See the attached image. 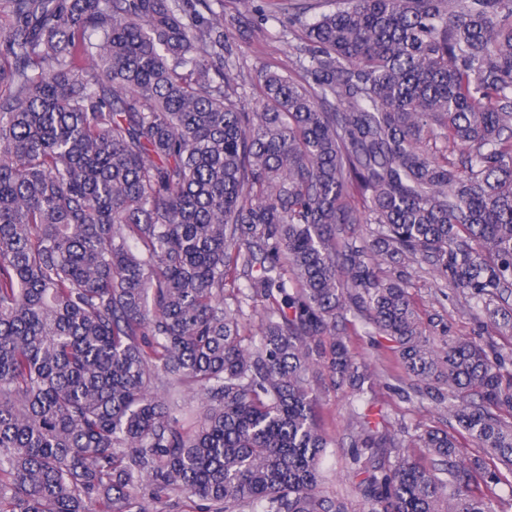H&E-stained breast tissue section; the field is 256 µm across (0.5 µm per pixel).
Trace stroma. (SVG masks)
Instances as JSON below:
<instances>
[{
  "label": "stroma",
  "instance_id": "35a3bbf8",
  "mask_svg": "<svg viewBox=\"0 0 512 512\" xmlns=\"http://www.w3.org/2000/svg\"><path fill=\"white\" fill-rule=\"evenodd\" d=\"M273 3L274 0L251 2L254 16H267L268 35L264 38L252 36L249 44L244 45L246 70L269 62L286 66L293 56L295 41L292 37L282 36L283 25L273 17ZM410 273V292L422 320L440 317L452 335L479 336L481 328L470 315L462 296L448 288H437L427 268L414 264ZM342 337L350 351L370 363L379 375L376 385L367 390L366 399L386 415L388 430L407 453L418 460H426L427 451L419 447L415 437L420 429L439 425L440 412L436 403L428 398L410 401L401 398V389L409 387L411 381L388 350L386 341L378 335L367 334L361 317L350 318L343 327ZM312 388L317 398V420L331 441L320 466V492L326 498L342 500L348 512H364V504L347 478L350 467L348 445L351 436L359 430L350 401L344 393L332 387L328 371H321L314 378Z\"/></svg>",
  "mask_w": 512,
  "mask_h": 512
}]
</instances>
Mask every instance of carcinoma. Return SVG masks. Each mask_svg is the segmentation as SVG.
I'll return each instance as SVG.
<instances>
[{
    "label": "carcinoma",
    "instance_id": "1",
    "mask_svg": "<svg viewBox=\"0 0 512 512\" xmlns=\"http://www.w3.org/2000/svg\"><path fill=\"white\" fill-rule=\"evenodd\" d=\"M215 2L0 0V512H346L310 375L329 336L362 399L361 310L501 464L440 428L424 464L359 412L367 512H498L512 352L423 325L407 264L491 322L512 295V0H285L295 59L249 81Z\"/></svg>",
    "mask_w": 512,
    "mask_h": 512
}]
</instances>
